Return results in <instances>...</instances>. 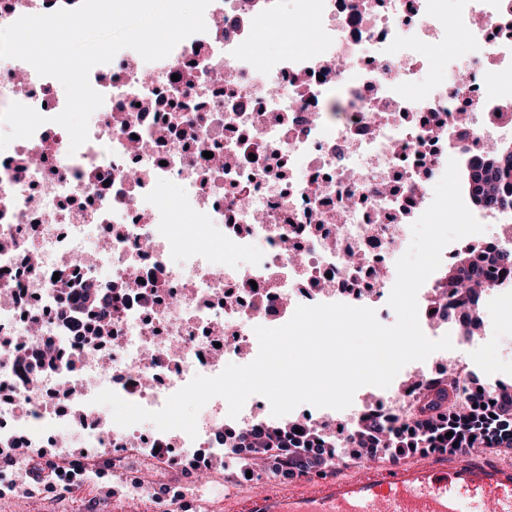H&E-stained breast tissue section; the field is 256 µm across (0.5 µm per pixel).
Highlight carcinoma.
Masks as SVG:
<instances>
[{
	"mask_svg": "<svg viewBox=\"0 0 512 512\" xmlns=\"http://www.w3.org/2000/svg\"><path fill=\"white\" fill-rule=\"evenodd\" d=\"M472 202L489 210L512 209V146L493 145L486 158L473 169L469 178ZM470 249L458 253L454 264L441 276L442 286L456 296V310L463 313L460 327L466 336L472 334L479 323L476 315L478 298L491 284L473 276ZM486 275L508 273L512 270V248L492 246L483 255ZM74 308L84 312L73 325L85 336L105 338L109 311L102 294L92 284L84 285L73 297ZM475 392L471 402L463 399L459 377H441L420 392L409 410L408 423L395 427L379 418L349 430L344 442L363 454L375 458L385 448L392 449L393 458L405 459L419 450L453 448H509L512 449V392L504 388L494 403L482 402V389ZM452 433L447 437L446 433ZM239 447L254 456L269 448H306L302 457L286 456L270 463L272 469L286 471L295 467L307 473H320L333 465L332 453L323 448L317 432L303 435L290 434V426L283 423L268 424L254 433L238 438Z\"/></svg>",
	"mask_w": 512,
	"mask_h": 512,
	"instance_id": "carcinoma-1",
	"label": "carcinoma"
}]
</instances>
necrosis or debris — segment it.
Instances as JSON below:
<instances>
[{
  "label": "necrosis or debris",
  "mask_w": 512,
  "mask_h": 512,
  "mask_svg": "<svg viewBox=\"0 0 512 512\" xmlns=\"http://www.w3.org/2000/svg\"><path fill=\"white\" fill-rule=\"evenodd\" d=\"M292 2L211 0L206 32L150 69L125 49L93 67L104 102L75 151L52 121L66 104L57 79L0 59V111L18 102L47 118L0 151V499L52 488L68 512L81 484L191 512L212 475L246 481L243 453L209 433L273 423L265 397L234 419L212 398L194 438L118 426L94 397L109 389L156 411L195 376L253 361L255 326H281L301 304L370 306L449 159L467 167L512 142V35L500 29L512 0H455L450 13L441 0ZM263 21L315 37L258 60L248 47ZM451 29L467 42L442 59L445 80L421 84L426 38ZM489 43L492 95L460 79L483 68ZM89 280L112 294L105 343L70 326L69 297ZM454 307L430 275L420 326L456 335ZM48 345L53 368L38 357ZM420 381L405 376L351 424L399 422ZM77 440L86 454L73 455Z\"/></svg>",
  "instance_id": "4bbe7bcc"
}]
</instances>
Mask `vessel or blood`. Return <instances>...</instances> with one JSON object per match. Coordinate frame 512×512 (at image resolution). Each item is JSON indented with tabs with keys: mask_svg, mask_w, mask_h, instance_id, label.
<instances>
[{
	"mask_svg": "<svg viewBox=\"0 0 512 512\" xmlns=\"http://www.w3.org/2000/svg\"><path fill=\"white\" fill-rule=\"evenodd\" d=\"M222 512H512V457L467 449L411 462L356 460L281 483L264 477L224 496Z\"/></svg>",
	"mask_w": 512,
	"mask_h": 512,
	"instance_id": "b4317fda",
	"label": "vessel or blood"
}]
</instances>
